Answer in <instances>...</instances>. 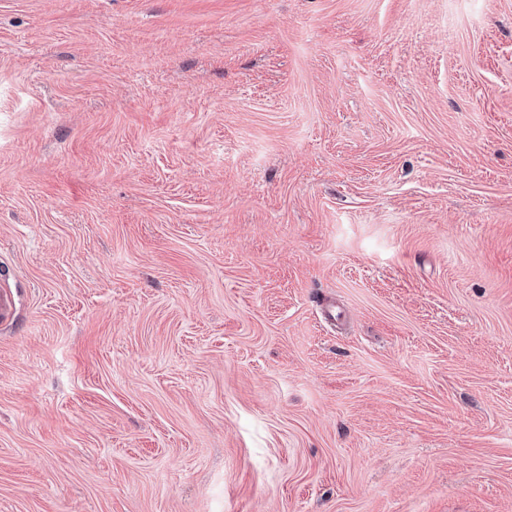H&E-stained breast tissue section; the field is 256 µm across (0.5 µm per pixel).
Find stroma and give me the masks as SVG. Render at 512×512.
I'll use <instances>...</instances> for the list:
<instances>
[{
  "mask_svg": "<svg viewBox=\"0 0 512 512\" xmlns=\"http://www.w3.org/2000/svg\"><path fill=\"white\" fill-rule=\"evenodd\" d=\"M1 287L0 512H512V0H0Z\"/></svg>",
  "mask_w": 512,
  "mask_h": 512,
  "instance_id": "1",
  "label": "stroma"
}]
</instances>
